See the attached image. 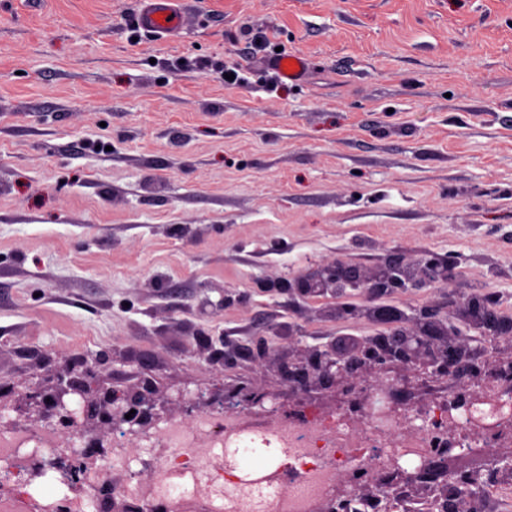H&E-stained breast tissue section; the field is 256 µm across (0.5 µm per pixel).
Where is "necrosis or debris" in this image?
Segmentation results:
<instances>
[{"label":"necrosis or debris","instance_id":"1","mask_svg":"<svg viewBox=\"0 0 512 512\" xmlns=\"http://www.w3.org/2000/svg\"><path fill=\"white\" fill-rule=\"evenodd\" d=\"M409 404L410 394L401 388H355L348 416L304 406L275 427L256 429L236 411L205 408L192 426L162 425L141 459L155 474L151 485L131 473L121 429H114L108 448L81 434L77 446L89 467L86 483L75 490L67 489L62 469L60 434L69 425L61 414L49 410L42 426L0 421V512H110L113 499L131 512H312L334 496L341 472L402 492L412 478L427 476L437 449L463 441L476 448L512 447V389L499 375H490L483 387L449 377L446 396L420 410L425 428L414 434L400 431ZM244 447L284 449L288 494L272 481L244 477L224 460L223 450ZM50 485L64 487V494L43 497Z\"/></svg>","mask_w":512,"mask_h":512}]
</instances>
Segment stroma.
<instances>
[{"label":"stroma","mask_w":512,"mask_h":512,"mask_svg":"<svg viewBox=\"0 0 512 512\" xmlns=\"http://www.w3.org/2000/svg\"><path fill=\"white\" fill-rule=\"evenodd\" d=\"M196 2L172 38L127 27L140 0L0 5V384L79 356L163 418L241 391L272 422L346 405L279 373L337 336L281 290L304 269L418 248L512 297V0ZM308 62L298 55H288L276 63V71L280 78L289 82H301L305 76Z\"/></svg>","instance_id":"stroma-1"}]
</instances>
